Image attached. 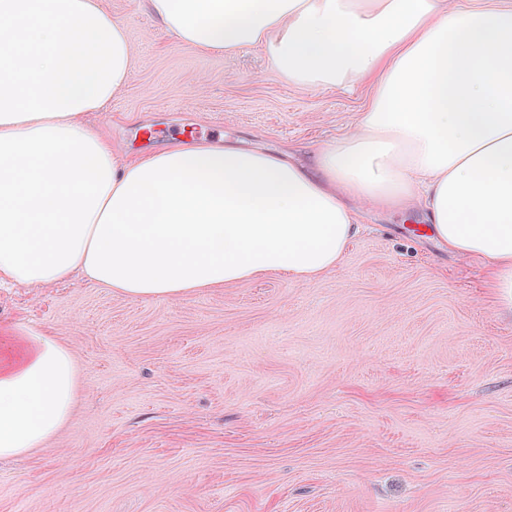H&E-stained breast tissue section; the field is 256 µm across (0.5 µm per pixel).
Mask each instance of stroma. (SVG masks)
<instances>
[{
	"label": "stroma",
	"mask_w": 512,
	"mask_h": 512,
	"mask_svg": "<svg viewBox=\"0 0 512 512\" xmlns=\"http://www.w3.org/2000/svg\"><path fill=\"white\" fill-rule=\"evenodd\" d=\"M98 3L133 56L90 117L120 157L191 126L303 159L370 104L369 84L303 87L263 46L204 53L139 0ZM415 226L368 212L311 285L270 274L142 301L79 278L0 284V328L56 336L81 384L56 438L0 461V512H512V319L483 263Z\"/></svg>",
	"instance_id": "stroma-1"
}]
</instances>
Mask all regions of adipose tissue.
I'll use <instances>...</instances> for the list:
<instances>
[{
    "mask_svg": "<svg viewBox=\"0 0 512 512\" xmlns=\"http://www.w3.org/2000/svg\"><path fill=\"white\" fill-rule=\"evenodd\" d=\"M205 53L265 46L290 82L374 95L307 162L180 143L127 161L90 131L126 86L125 28L97 0H0V282L79 275L134 300H182L272 273L336 268L363 209L420 214L486 262L512 313V0H141ZM72 351L0 330V460L45 447L70 417Z\"/></svg>",
    "mask_w": 512,
    "mask_h": 512,
    "instance_id": "1",
    "label": "adipose tissue"
}]
</instances>
